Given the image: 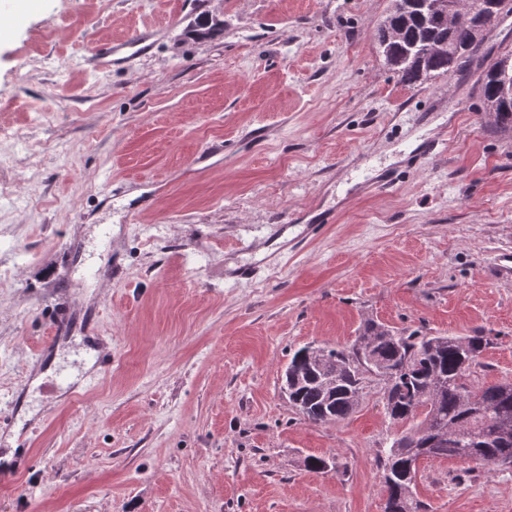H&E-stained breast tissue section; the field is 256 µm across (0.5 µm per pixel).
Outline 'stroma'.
<instances>
[{"label": "stroma", "instance_id": "1", "mask_svg": "<svg viewBox=\"0 0 512 512\" xmlns=\"http://www.w3.org/2000/svg\"><path fill=\"white\" fill-rule=\"evenodd\" d=\"M390 8L0 16V465L32 461L0 480V512H384L383 382L310 424L282 391L295 350L350 346L369 320L480 331L468 384L512 380V134L479 71L400 82L375 39ZM205 17L223 34L194 36ZM145 24L144 53L93 69L98 41ZM389 168L391 191L363 189ZM90 322L112 350L92 387ZM412 491L426 512H512V468L425 462Z\"/></svg>", "mask_w": 512, "mask_h": 512}]
</instances>
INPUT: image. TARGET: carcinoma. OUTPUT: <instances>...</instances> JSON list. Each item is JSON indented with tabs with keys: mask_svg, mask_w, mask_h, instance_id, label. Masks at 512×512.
Here are the masks:
<instances>
[{
	"mask_svg": "<svg viewBox=\"0 0 512 512\" xmlns=\"http://www.w3.org/2000/svg\"><path fill=\"white\" fill-rule=\"evenodd\" d=\"M397 3L396 39H387L385 25L377 30V44L386 62L399 80L413 86L432 76H452L464 71L484 57L485 40H474L467 28L442 27L433 22L424 4ZM464 8L482 20L486 32L496 30L512 16V7L504 5L488 14L486 0H461ZM479 93L483 103L497 109L495 129L512 132V111H500L499 98L493 89L489 69H484ZM488 346L486 337L472 336H405L382 323L369 321L352 346L334 348L329 355L335 361L310 364L297 350L287 370L295 372L294 384L288 387V399L313 424L343 421L357 409L363 390L380 377L385 393L400 411L392 419L394 429L381 461V480L399 483V464L412 456V449L402 441L419 434L444 433L427 457L429 461L458 457L466 448L478 449L475 464L493 470L512 467V441L501 438L504 430L512 432V381L483 385L476 389L478 401L471 407L457 387V377L479 364ZM413 362V370L394 378L388 371L403 360ZM422 502L388 493L384 512H422Z\"/></svg>",
	"mask_w": 512,
	"mask_h": 512,
	"instance_id": "cac0c4a2",
	"label": "carcinoma"
}]
</instances>
